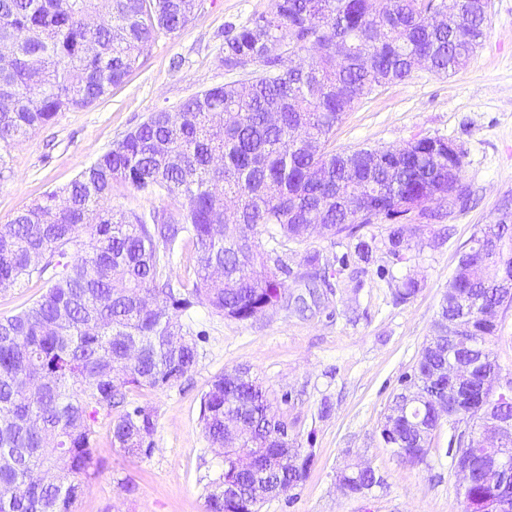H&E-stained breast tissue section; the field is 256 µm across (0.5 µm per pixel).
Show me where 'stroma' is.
Returning <instances> with one entry per match:
<instances>
[{"label": "stroma", "mask_w": 512, "mask_h": 512, "mask_svg": "<svg viewBox=\"0 0 512 512\" xmlns=\"http://www.w3.org/2000/svg\"><path fill=\"white\" fill-rule=\"evenodd\" d=\"M273 0H198L180 32L156 36L147 54L109 94L57 114L11 151L0 181V225L68 186L152 113L176 111L189 97L241 82L244 71L224 67L228 27L270 12ZM457 144L465 154L468 208L408 227L402 258L391 252V221L362 225L355 234H313L303 241L260 236L270 266L281 267L292 292L302 284L306 254H319L330 275L312 311L281 303L238 321L194 306L181 313L196 336L195 368L165 389H132L126 406L147 404L157 416L154 446L131 460L112 446V421L100 413L94 457L100 474L85 486L75 512H206L208 483L223 469L205 437L201 397L210 382L236 365L249 366L287 422L294 447L313 457L305 480L267 500L261 512H463L460 482L440 430L422 462L398 459L378 426L393 396L412 374L448 281L477 229L512 195V0H489L483 45L465 68L445 76L419 69L376 89L337 127L340 150L387 148L425 138ZM115 208L146 213L179 209L180 199L129 186L114 188ZM369 246L361 261L358 242ZM417 292L399 300L406 280ZM368 465L382 477L363 496L338 486L342 471ZM138 486L127 494L123 478Z\"/></svg>", "instance_id": "1"}]
</instances>
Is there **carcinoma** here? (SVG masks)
<instances>
[{"label":"carcinoma","mask_w":512,"mask_h":512,"mask_svg":"<svg viewBox=\"0 0 512 512\" xmlns=\"http://www.w3.org/2000/svg\"><path fill=\"white\" fill-rule=\"evenodd\" d=\"M192 0H0V180L11 149L58 113L86 107L119 84L159 32L191 21ZM457 13L429 28L421 14H448L447 0H274L271 12L224 42V68L253 67L246 84L197 94L116 142L61 191L0 225V288L49 275V287L16 314L0 317V512H73L96 468L99 411L112 414L132 388L172 387L195 366L196 340L174 317L198 304L228 318L257 317L289 296L259 232L299 241L318 232L353 233L398 220L428 195L463 179L465 154L448 157L425 138L413 150H336L344 114L377 87L409 78L420 60L438 74L463 67L481 46L487 13L457 0ZM106 21L92 28L88 16ZM182 199L176 211L112 207V190ZM239 237L224 236V225ZM191 248L192 287L163 277ZM306 293L320 297L317 254L304 257ZM512 205L480 227L448 282L413 374L379 426L384 444L417 463L443 423L448 448L475 459L464 512H499L501 475L482 442L500 440L512 462V392L491 348L512 307ZM201 398L209 441L224 469L211 482L207 512H253L247 484H297L309 459L289 454L288 424L270 414L263 386L238 366ZM155 411L135 406L112 423V444L129 458L153 448ZM242 448H257L239 469ZM350 494L381 484L366 466L339 479Z\"/></svg>","instance_id":"1"}]
</instances>
